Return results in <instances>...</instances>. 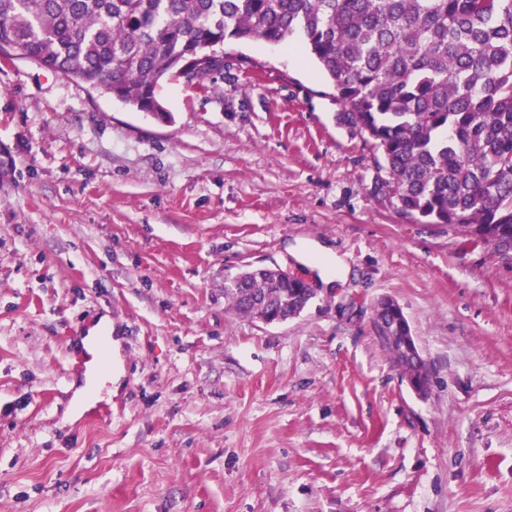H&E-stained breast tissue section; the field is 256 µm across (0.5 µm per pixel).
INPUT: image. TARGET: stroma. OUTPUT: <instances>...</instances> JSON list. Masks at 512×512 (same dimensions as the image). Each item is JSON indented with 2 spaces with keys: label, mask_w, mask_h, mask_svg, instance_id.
Returning a JSON list of instances; mask_svg holds the SVG:
<instances>
[{
  "label": "stroma",
  "mask_w": 512,
  "mask_h": 512,
  "mask_svg": "<svg viewBox=\"0 0 512 512\" xmlns=\"http://www.w3.org/2000/svg\"><path fill=\"white\" fill-rule=\"evenodd\" d=\"M297 37L228 43L164 124L0 57V512H512V249L377 196L371 146ZM312 282L236 315L246 266ZM402 307L431 375L373 331ZM119 380L73 414L84 339ZM252 274L274 272L278 276L288 280H276L273 275L254 276L236 283L234 278L232 284L224 288V303L236 314L261 321L264 324H278L284 322L280 315L287 317L292 314L298 306L306 304L309 297V290L314 292L312 285L304 278L284 273L276 268H260L249 270ZM293 279L300 280L304 285ZM268 314V315H264ZM395 362L401 373L412 383L420 387L430 388L429 374L423 361L408 360L398 356L395 358Z\"/></svg>",
  "instance_id": "stroma-1"
}]
</instances>
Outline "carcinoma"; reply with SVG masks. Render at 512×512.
<instances>
[{"label": "carcinoma", "mask_w": 512, "mask_h": 512, "mask_svg": "<svg viewBox=\"0 0 512 512\" xmlns=\"http://www.w3.org/2000/svg\"><path fill=\"white\" fill-rule=\"evenodd\" d=\"M298 35L365 136L378 192L407 217L446 224L458 243L512 239V0H0V54L160 112L159 88L224 73L226 42ZM309 301L297 281L254 276L224 288L236 314L286 317ZM394 336L411 326L382 315ZM428 388L422 361L395 358Z\"/></svg>", "instance_id": "carcinoma-1"}]
</instances>
